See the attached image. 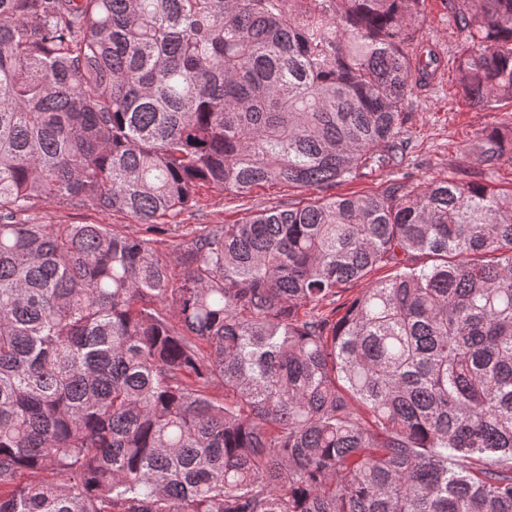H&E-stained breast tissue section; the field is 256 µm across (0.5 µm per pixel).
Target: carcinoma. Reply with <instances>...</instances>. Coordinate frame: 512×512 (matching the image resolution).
Returning <instances> with one entry per match:
<instances>
[{
	"label": "carcinoma",
	"mask_w": 512,
	"mask_h": 512,
	"mask_svg": "<svg viewBox=\"0 0 512 512\" xmlns=\"http://www.w3.org/2000/svg\"><path fill=\"white\" fill-rule=\"evenodd\" d=\"M422 5L0 0V512H512V188L328 194L405 160ZM448 10L512 102V0ZM266 184L320 195L188 225L175 280L164 226ZM30 214L44 224H115V228L131 235L138 230L136 223L125 214L102 212L92 207L73 208L56 203L43 204Z\"/></svg>",
	"instance_id": "carcinoma-1"
}]
</instances>
